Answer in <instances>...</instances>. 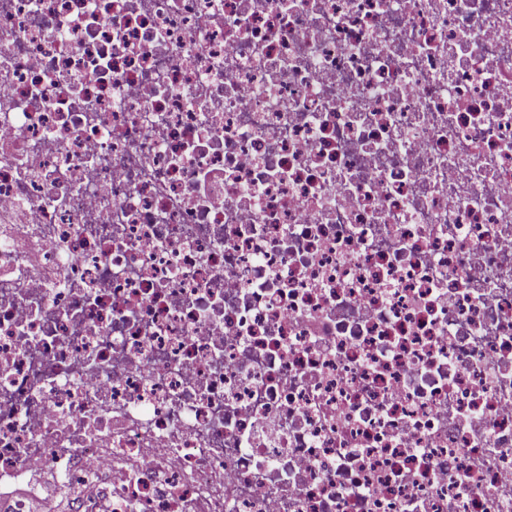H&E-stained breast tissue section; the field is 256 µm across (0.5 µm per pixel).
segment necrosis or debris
<instances>
[{
  "label": "necrosis or debris",
  "mask_w": 512,
  "mask_h": 512,
  "mask_svg": "<svg viewBox=\"0 0 512 512\" xmlns=\"http://www.w3.org/2000/svg\"><path fill=\"white\" fill-rule=\"evenodd\" d=\"M74 512H512V0H0V486ZM35 480L38 481L31 486V489L24 490V492H35L43 497V499L47 500L49 504V511H52V499H53V488L52 484L54 481V474L52 471H43L36 475ZM55 500L53 502L55 508L61 509L56 510L58 512H66V509H69L70 502L63 498L54 497Z\"/></svg>",
  "instance_id": "1"
}]
</instances>
